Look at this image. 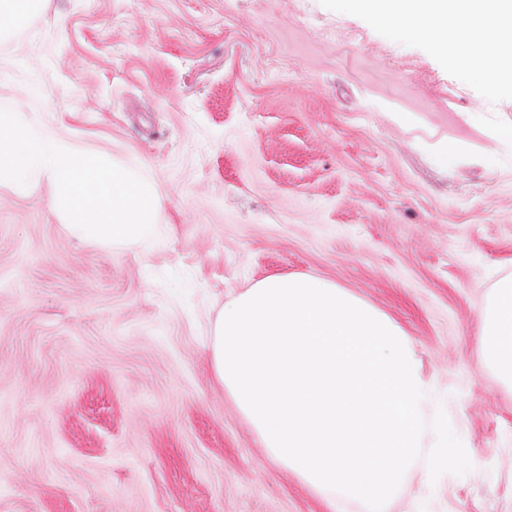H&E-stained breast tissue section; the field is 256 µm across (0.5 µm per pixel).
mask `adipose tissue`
Masks as SVG:
<instances>
[{
	"label": "adipose tissue",
	"mask_w": 512,
	"mask_h": 512,
	"mask_svg": "<svg viewBox=\"0 0 512 512\" xmlns=\"http://www.w3.org/2000/svg\"><path fill=\"white\" fill-rule=\"evenodd\" d=\"M45 7V0H0V38L6 39L29 26ZM482 366L512 388V277L498 279L482 309L477 336Z\"/></svg>",
	"instance_id": "adipose-tissue-1"
}]
</instances>
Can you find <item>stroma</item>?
<instances>
[{
    "instance_id": "1",
    "label": "stroma",
    "mask_w": 512,
    "mask_h": 512,
    "mask_svg": "<svg viewBox=\"0 0 512 512\" xmlns=\"http://www.w3.org/2000/svg\"><path fill=\"white\" fill-rule=\"evenodd\" d=\"M12 99L140 164L163 240L82 242L47 186L0 188V512H365L269 460L216 379L218 309L278 275L406 333L472 463L433 512H512V389L475 344L512 274V99L319 0H47L0 40Z\"/></svg>"
}]
</instances>
